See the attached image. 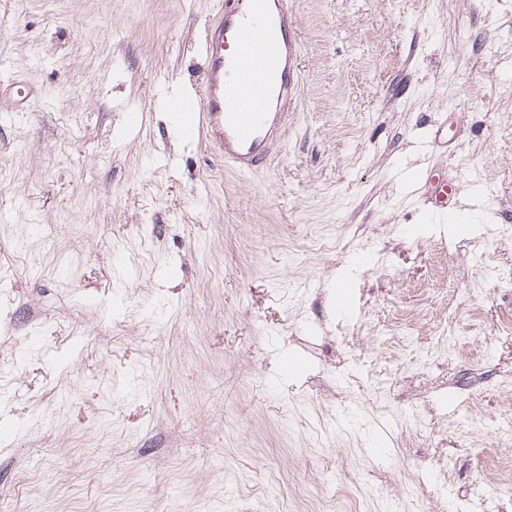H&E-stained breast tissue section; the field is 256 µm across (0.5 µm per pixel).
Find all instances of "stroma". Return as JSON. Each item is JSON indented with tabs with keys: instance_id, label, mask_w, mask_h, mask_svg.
Segmentation results:
<instances>
[{
	"instance_id": "stroma-1",
	"label": "stroma",
	"mask_w": 512,
	"mask_h": 512,
	"mask_svg": "<svg viewBox=\"0 0 512 512\" xmlns=\"http://www.w3.org/2000/svg\"><path fill=\"white\" fill-rule=\"evenodd\" d=\"M289 4L248 176L175 127L217 0L0 6V512H512V0Z\"/></svg>"
}]
</instances>
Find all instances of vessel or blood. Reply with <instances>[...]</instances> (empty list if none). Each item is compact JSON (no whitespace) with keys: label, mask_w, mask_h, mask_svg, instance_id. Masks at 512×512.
<instances>
[{"label":"vessel or blood","mask_w":512,"mask_h":512,"mask_svg":"<svg viewBox=\"0 0 512 512\" xmlns=\"http://www.w3.org/2000/svg\"><path fill=\"white\" fill-rule=\"evenodd\" d=\"M207 66L188 136L225 165L257 172L300 92V44L288 0H224L204 34Z\"/></svg>","instance_id":"1"}]
</instances>
